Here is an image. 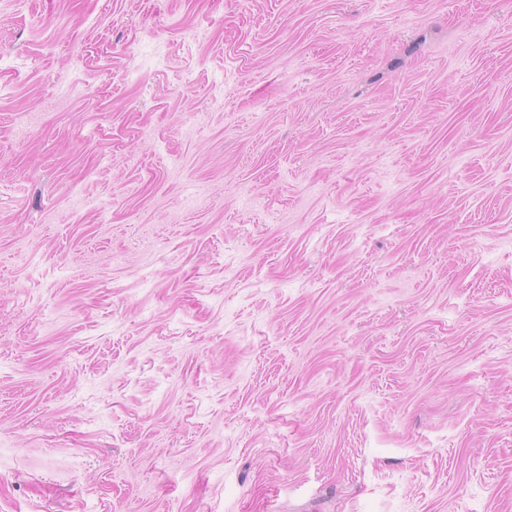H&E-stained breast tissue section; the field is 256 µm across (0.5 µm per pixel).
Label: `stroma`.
<instances>
[{"mask_svg":"<svg viewBox=\"0 0 512 512\" xmlns=\"http://www.w3.org/2000/svg\"><path fill=\"white\" fill-rule=\"evenodd\" d=\"M0 512H512V0H0Z\"/></svg>","mask_w":512,"mask_h":512,"instance_id":"stroma-1","label":"stroma"}]
</instances>
